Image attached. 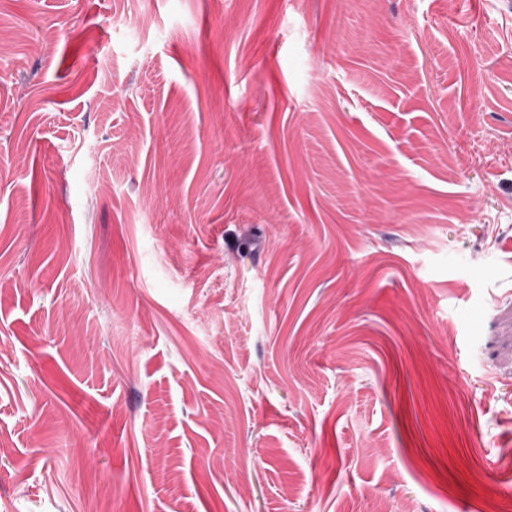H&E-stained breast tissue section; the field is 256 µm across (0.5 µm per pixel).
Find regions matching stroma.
Instances as JSON below:
<instances>
[{
	"instance_id": "obj_1",
	"label": "stroma",
	"mask_w": 512,
	"mask_h": 512,
	"mask_svg": "<svg viewBox=\"0 0 512 512\" xmlns=\"http://www.w3.org/2000/svg\"><path fill=\"white\" fill-rule=\"evenodd\" d=\"M512 499V0H0V512Z\"/></svg>"
}]
</instances>
